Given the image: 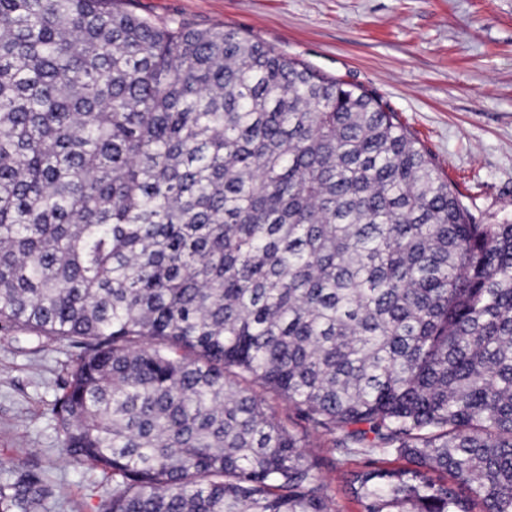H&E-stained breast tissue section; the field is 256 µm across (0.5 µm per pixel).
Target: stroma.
I'll use <instances>...</instances> for the list:
<instances>
[{"mask_svg": "<svg viewBox=\"0 0 512 512\" xmlns=\"http://www.w3.org/2000/svg\"><path fill=\"white\" fill-rule=\"evenodd\" d=\"M136 13L225 25L360 88L396 113L480 224L512 223V0H131ZM78 351L0 328V464L55 483L47 512L111 490L61 455L52 405ZM100 491H93V483Z\"/></svg>", "mask_w": 512, "mask_h": 512, "instance_id": "obj_1", "label": "stroma"}]
</instances>
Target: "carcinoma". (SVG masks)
<instances>
[{"mask_svg":"<svg viewBox=\"0 0 512 512\" xmlns=\"http://www.w3.org/2000/svg\"><path fill=\"white\" fill-rule=\"evenodd\" d=\"M126 0H0V326L97 512H512V224L369 93ZM258 385L308 424L270 413ZM55 497L9 462L0 512ZM330 444L325 442L321 448H308L313 454L320 455L324 460L322 474L331 484L335 494L334 512H359V505L353 500L347 486L348 475L342 470L334 469L331 465L332 454L329 450Z\"/></svg>","mask_w":512,"mask_h":512,"instance_id":"1","label":"carcinoma"}]
</instances>
